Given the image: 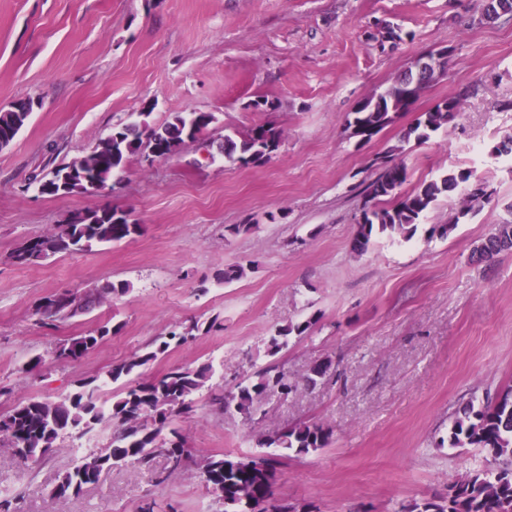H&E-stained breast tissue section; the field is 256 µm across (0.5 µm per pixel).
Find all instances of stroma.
<instances>
[{
	"instance_id": "obj_1",
	"label": "stroma",
	"mask_w": 512,
	"mask_h": 512,
	"mask_svg": "<svg viewBox=\"0 0 512 512\" xmlns=\"http://www.w3.org/2000/svg\"><path fill=\"white\" fill-rule=\"evenodd\" d=\"M482 8L483 0H0V109L36 102L27 126L0 149V414L31 397L65 396L156 337L217 318L221 330L172 348L143 378L209 363L218 393L275 363L299 387L267 400L252 434L210 395L195 399L174 421L195 457L259 456L264 434L324 424L329 445L289 455L275 485L281 502H311L319 512H398L496 467L484 449L438 445L457 408L512 386V252L472 259L498 224L512 221V158L491 154L512 132V13L486 21ZM443 48L448 64L414 112L450 97L462 98L463 109L448 131L402 153V190L456 168L477 172L495 193L448 238H381L354 255L359 185L402 127L361 145L348 117ZM260 95L272 109L251 108ZM178 112L215 113L207 144L151 163L130 157L107 194L40 192L38 177L86 156L116 125L141 116L158 125ZM258 124L281 133L272 157L248 167L225 159V136ZM106 204L141 224L140 234L11 263L21 242ZM239 224L248 232L235 233ZM232 265L244 276L219 283L218 271ZM106 280L132 289L74 318L51 322L36 312L51 294ZM308 318L310 335L268 355L276 327ZM103 323L116 332L95 350L53 360L60 340ZM38 355L41 366L25 371ZM317 361L330 362V377L303 386ZM111 434L107 423L64 438L36 466L0 446V492L17 497L22 512H137L148 497L164 512H213L197 469L157 483L161 455L153 468L131 462L80 496L52 498L76 450L105 447Z\"/></svg>"
}]
</instances>
